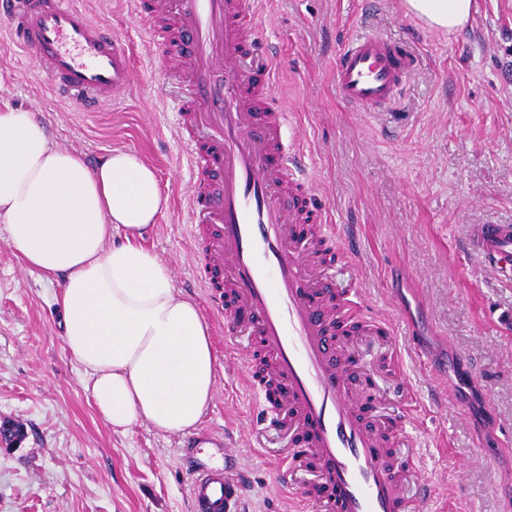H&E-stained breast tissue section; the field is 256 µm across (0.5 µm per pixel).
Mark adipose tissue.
Returning a JSON list of instances; mask_svg holds the SVG:
<instances>
[{
	"mask_svg": "<svg viewBox=\"0 0 512 512\" xmlns=\"http://www.w3.org/2000/svg\"><path fill=\"white\" fill-rule=\"evenodd\" d=\"M431 29L463 30L473 0H402ZM169 196L138 154L97 165L51 142L34 112L0 111V229L26 267L60 282L66 348L116 432L189 431L216 390L217 357L197 302L144 244Z\"/></svg>",
	"mask_w": 512,
	"mask_h": 512,
	"instance_id": "1",
	"label": "adipose tissue"
}]
</instances>
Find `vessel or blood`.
<instances>
[{
	"instance_id": "1",
	"label": "vessel or blood",
	"mask_w": 512,
	"mask_h": 512,
	"mask_svg": "<svg viewBox=\"0 0 512 512\" xmlns=\"http://www.w3.org/2000/svg\"><path fill=\"white\" fill-rule=\"evenodd\" d=\"M257 15L256 0H149L136 13L188 80L178 115L198 171L185 199L192 231L204 235L195 276L225 343L246 361L244 383L264 423L288 443L282 472L297 512H411L397 476L409 416L376 425L379 396L351 389L337 348L341 326L390 329L336 279L352 254L315 199L299 143L287 138L273 90L280 59L257 36ZM0 19L56 97L95 112L131 87L129 46L78 0H0ZM415 68L405 43L356 33L336 57V95L357 112L391 111ZM466 240L512 272L511 225L475 224ZM205 444L224 448V436L184 440L191 451ZM238 491L224 467L196 460L193 512H233Z\"/></svg>"
}]
</instances>
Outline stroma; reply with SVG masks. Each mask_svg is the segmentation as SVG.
<instances>
[{
    "label": "stroma",
    "instance_id": "stroma-1",
    "mask_svg": "<svg viewBox=\"0 0 512 512\" xmlns=\"http://www.w3.org/2000/svg\"><path fill=\"white\" fill-rule=\"evenodd\" d=\"M135 48L137 79L96 112L55 102L31 53L0 23V109L39 113L52 140L87 164L114 148L140 154L168 188L170 206L147 238L171 266L177 291L209 310L194 264L201 249L184 197L196 173L174 110L183 83L129 17L124 0H85ZM259 33L280 51L275 92L288 110L337 235L355 239L344 277L390 325L394 358L376 336L343 345L373 376L383 417L412 400L405 443L417 463L407 486L419 512H512V277L469 250L472 224H512V0H475L464 31L448 36L405 15L400 0H260ZM376 30L408 44L417 69L397 111L351 112L337 99L334 61L344 37ZM60 288L23 266L0 239V421L25 429L0 441V512H191V469L181 435L147 424L127 432L96 414L69 354L54 298ZM216 392L199 425L237 434L230 465L248 479L239 512H289L280 476L286 443L259 430L260 410L243 386L244 359L224 346ZM422 337L434 366L412 350ZM475 366L460 380L461 364ZM456 381L467 413L436 405ZM430 494L418 498L419 480Z\"/></svg>",
    "mask_w": 512,
    "mask_h": 512
}]
</instances>
